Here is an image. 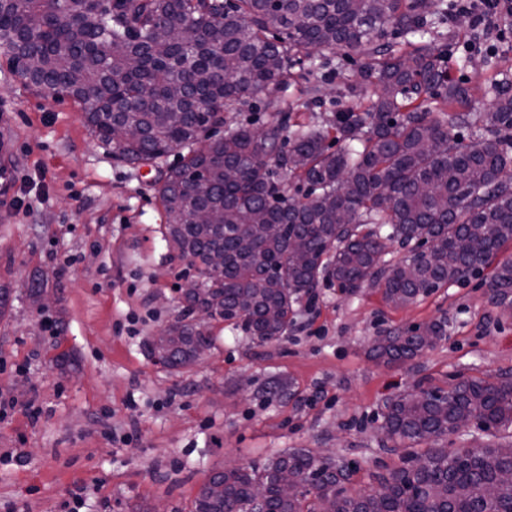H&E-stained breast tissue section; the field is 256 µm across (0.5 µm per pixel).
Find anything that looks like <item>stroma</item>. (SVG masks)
<instances>
[{
	"label": "stroma",
	"mask_w": 512,
	"mask_h": 512,
	"mask_svg": "<svg viewBox=\"0 0 512 512\" xmlns=\"http://www.w3.org/2000/svg\"><path fill=\"white\" fill-rule=\"evenodd\" d=\"M435 45L472 89V122L492 99L486 75L512 71L503 35L452 21ZM367 51L299 57L273 101H250L228 124L328 127ZM87 104L28 87L0 56V145L12 171L0 186V512H61L84 489L82 512H191L202 482L230 463L293 449L357 462L349 486L397 464L383 434L384 402L417 385L512 371V318L491 305L484 276L402 308L364 286L320 283L294 306L283 338L257 343L227 322L205 323L207 356L171 369L147 344L180 313L184 267L162 236L166 169L113 159L92 133ZM52 295L36 301L34 288ZM448 318V338L409 364L371 355L376 338ZM137 410H129L128 400ZM41 410L26 416V403Z\"/></svg>",
	"instance_id": "stroma-1"
}]
</instances>
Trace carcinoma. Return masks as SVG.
Instances as JSON below:
<instances>
[{
  "mask_svg": "<svg viewBox=\"0 0 512 512\" xmlns=\"http://www.w3.org/2000/svg\"><path fill=\"white\" fill-rule=\"evenodd\" d=\"M447 18L444 0H108L102 12L91 0H11L0 6V48L13 68L35 59L27 84L91 103L86 122L115 158L142 164L188 149L158 196L170 217L165 240L202 283L149 342L178 368L212 344L190 321L196 312L271 342L321 280L344 293L374 286L398 308L468 280L512 243V155L499 138L512 132V83L489 76L481 128L468 143L452 136L469 123L471 95L428 38ZM391 29L412 37L411 50L384 41ZM360 48L370 56L360 84L371 92L349 86L336 113L346 149L330 151L307 125L224 127V113L280 89L297 54ZM280 173L306 184L305 200L288 196ZM201 209L221 223H197ZM394 240L426 249L387 264ZM486 286L512 316V259ZM447 335L441 317L381 336L373 351L404 363ZM384 408L393 450L411 449L371 474L384 490L351 494L355 463L299 448L213 471L194 512H512V484L498 481L512 469L511 442L453 452L436 443L472 419L491 437L511 426V374L417 387ZM284 472L314 480L312 491L282 495Z\"/></svg>",
  "mask_w": 512,
  "mask_h": 512,
  "instance_id": "carcinoma-1",
  "label": "carcinoma"
}]
</instances>
